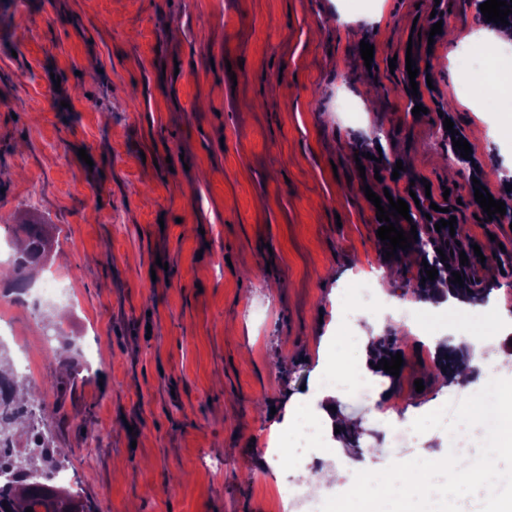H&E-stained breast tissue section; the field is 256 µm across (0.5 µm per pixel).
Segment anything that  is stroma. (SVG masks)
<instances>
[{
	"label": "stroma",
	"mask_w": 512,
	"mask_h": 512,
	"mask_svg": "<svg viewBox=\"0 0 512 512\" xmlns=\"http://www.w3.org/2000/svg\"><path fill=\"white\" fill-rule=\"evenodd\" d=\"M483 25L469 0H0V224L59 242L26 287L51 272L75 284L41 317L12 308L9 350L36 352L50 428L101 512H288L277 483L303 469L263 455L272 428L321 413L322 342L355 358L369 319L412 295L416 262L376 249L366 191L406 201L426 180L449 195L459 239L484 249L474 313L512 312V225L478 220L473 189L512 198V135L474 134L512 124V107L457 91ZM410 56L429 71L409 79ZM447 118L479 170L457 164ZM376 135L403 172L356 163L351 145ZM373 275L387 282L376 308L337 304ZM399 347L389 399L335 400L377 451L325 440L331 507L364 470L448 452L434 422L458 387L432 376L420 338ZM90 349L96 377L57 392ZM390 406L421 427L416 447H385Z\"/></svg>",
	"instance_id": "1"
}]
</instances>
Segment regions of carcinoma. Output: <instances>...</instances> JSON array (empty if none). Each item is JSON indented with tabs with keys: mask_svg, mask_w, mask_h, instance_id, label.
<instances>
[{
	"mask_svg": "<svg viewBox=\"0 0 512 512\" xmlns=\"http://www.w3.org/2000/svg\"><path fill=\"white\" fill-rule=\"evenodd\" d=\"M433 200L428 197L420 199V207L409 211L412 221L404 218L390 219L399 222V227L410 231L416 225L418 240L411 248L416 254L418 265L415 277V294L418 299L425 300L435 292L431 288L432 281L422 280L426 276V268L438 270L435 282L448 284V273H461L464 286L451 285V291L462 301L477 305L486 302L489 289L472 287L471 275L464 270L459 261V253L465 250V244H456V240L448 237V228L435 229V223L441 220V212L431 209ZM9 238L24 234L21 243L14 250L12 266L15 279L24 281L29 271L45 263L50 255L52 243L43 232L40 224H1ZM443 250L447 260L441 261L437 250ZM428 266H423L422 261ZM398 337L394 333L375 338L371 341L372 350L384 354L391 359L396 355ZM467 356L464 347L448 346L442 349L436 359L438 371L450 384L455 382V369L458 361ZM24 383V376L15 368L12 357L4 356L0 350V438L18 443L26 438L25 451L11 462L10 471L0 468V474L7 476V485L0 487V512H99L94 500L81 493L75 495L66 488L49 489L40 482L44 471L65 469L66 455L63 449L55 445L53 435L45 418V404L40 395L32 391L30 397L21 399L17 396V388Z\"/></svg>",
	"mask_w": 512,
	"mask_h": 512,
	"instance_id": "1",
	"label": "carcinoma"
}]
</instances>
